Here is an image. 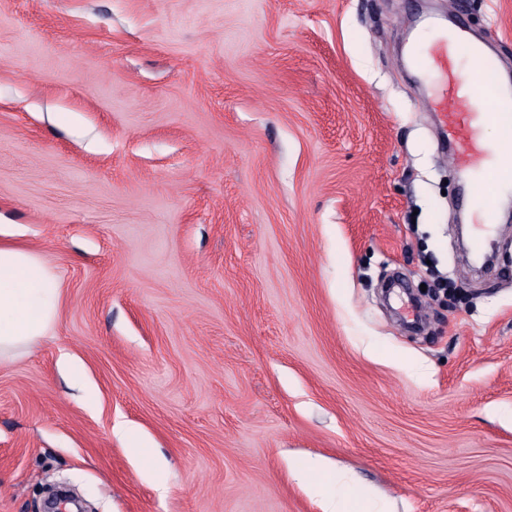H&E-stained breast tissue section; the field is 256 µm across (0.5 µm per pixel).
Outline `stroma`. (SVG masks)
<instances>
[{
	"label": "stroma",
	"mask_w": 512,
	"mask_h": 512,
	"mask_svg": "<svg viewBox=\"0 0 512 512\" xmlns=\"http://www.w3.org/2000/svg\"><path fill=\"white\" fill-rule=\"evenodd\" d=\"M448 26L512 70V0H0V228L62 287L0 512H512V214L471 275L407 62Z\"/></svg>",
	"instance_id": "stroma-1"
}]
</instances>
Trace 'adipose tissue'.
Segmentation results:
<instances>
[{
  "label": "adipose tissue",
  "instance_id": "adipose-tissue-1",
  "mask_svg": "<svg viewBox=\"0 0 512 512\" xmlns=\"http://www.w3.org/2000/svg\"><path fill=\"white\" fill-rule=\"evenodd\" d=\"M61 288L31 251L0 241V358L26 349L53 326Z\"/></svg>",
  "mask_w": 512,
  "mask_h": 512
}]
</instances>
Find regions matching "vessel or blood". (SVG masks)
<instances>
[{
  "instance_id": "obj_1",
  "label": "vessel or blood",
  "mask_w": 512,
  "mask_h": 512,
  "mask_svg": "<svg viewBox=\"0 0 512 512\" xmlns=\"http://www.w3.org/2000/svg\"><path fill=\"white\" fill-rule=\"evenodd\" d=\"M458 52V47L442 43L423 62L424 68L435 75L437 89L432 110L448 141L449 158L476 175L478 182L512 179V162L498 156L484 141L486 127L498 125L512 130V97L502 92L504 77L499 63L493 56H484L480 72L469 78L459 67ZM475 207L483 222L469 248L479 252L494 226L496 205L490 198L481 197Z\"/></svg>"
}]
</instances>
